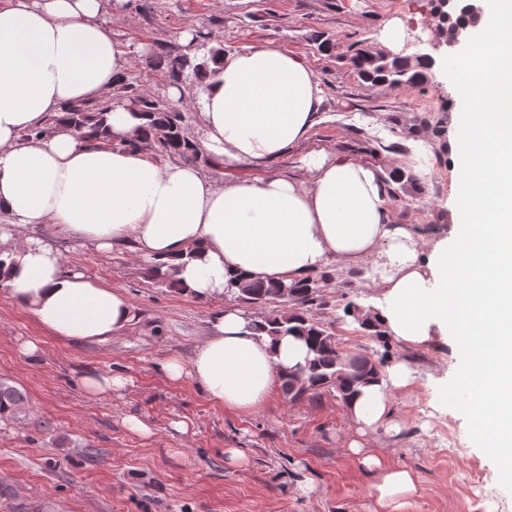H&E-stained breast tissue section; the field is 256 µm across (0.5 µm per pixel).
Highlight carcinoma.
<instances>
[{"label": "carcinoma", "instance_id": "obj_1", "mask_svg": "<svg viewBox=\"0 0 512 512\" xmlns=\"http://www.w3.org/2000/svg\"><path fill=\"white\" fill-rule=\"evenodd\" d=\"M317 51L333 56L338 49L335 39L322 33L314 35ZM224 47H214L207 55L198 58L172 50L159 48L147 55L141 65L149 70L164 72L170 83L187 89L202 83L211 66L224 62ZM364 82L377 87L406 85L421 87L427 84L431 73L427 60L414 56H391L387 53L367 51L354 41L340 53ZM127 102L139 112L143 124L140 136L127 142L131 149L140 148L172 160L195 164H211V158L198 146L184 125L181 112L165 96L141 93L136 85L123 83L116 95L106 101L75 103L64 108L59 121L65 123L78 138L92 145H112L107 135V113L112 101ZM445 117L432 119L422 116L406 128L407 134L419 137L430 131L437 136L445 135ZM385 184L394 198L418 197L424 186L412 172L394 167L387 172ZM177 266L154 260L148 265V279L185 294L186 286L177 276ZM328 278L326 274L307 275L289 285L282 282L250 283L241 281L239 288L228 287L226 294L233 301L247 306L277 305L268 316L252 323V329L268 336L292 335L302 339L308 348L306 365L281 379L283 393L292 400L307 397L313 401L325 394H334L345 404L357 392L358 387L380 380L382 362L363 354L350 355L342 351L329 327L325 326L318 311L324 306L320 290ZM344 315L352 318L371 336L386 338V332L372 309H363L349 301L344 305ZM25 394L9 381L0 379V419H13L23 409Z\"/></svg>", "mask_w": 512, "mask_h": 512}]
</instances>
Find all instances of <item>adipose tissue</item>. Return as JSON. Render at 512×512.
<instances>
[{"label":"adipose tissue","mask_w":512,"mask_h":512,"mask_svg":"<svg viewBox=\"0 0 512 512\" xmlns=\"http://www.w3.org/2000/svg\"><path fill=\"white\" fill-rule=\"evenodd\" d=\"M122 3L0 0V216L10 222L0 243L11 247L0 289L61 339L103 343L131 323L126 295L68 269L60 241L39 234L48 224L60 240L100 252L127 245L141 258L181 262V280L201 298L241 276L290 283L333 264L369 265L391 338L423 346L453 337L471 429L512 481V0H490L469 55L445 61L457 72L459 110L447 232L395 223L386 171L323 148L302 158L304 175L223 183L193 163L122 148L141 123L126 105L108 115L113 147L47 133L64 105L124 83L129 53L102 22ZM322 103L313 71L287 48L237 49L203 81L201 146L227 166L266 163L308 139ZM251 322L227 307L190 362L169 357L160 371L190 378L224 409L259 410L308 349L294 336L257 334ZM412 380L406 362H392L346 408L348 448L376 472L381 512H397V495L414 493L417 478L363 448L379 427L400 430L392 404Z\"/></svg>","instance_id":"ef3b65f1"}]
</instances>
